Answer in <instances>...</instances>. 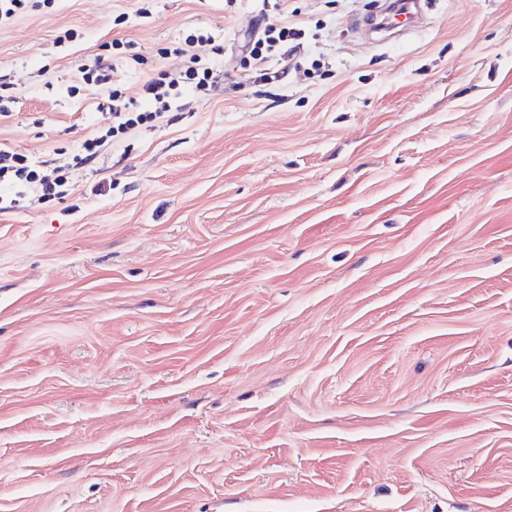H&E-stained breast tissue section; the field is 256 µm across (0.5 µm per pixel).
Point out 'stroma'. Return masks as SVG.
Instances as JSON below:
<instances>
[{
	"mask_svg": "<svg viewBox=\"0 0 512 512\" xmlns=\"http://www.w3.org/2000/svg\"><path fill=\"white\" fill-rule=\"evenodd\" d=\"M25 0L0 144V512H512V0ZM304 31L285 78L239 52ZM211 35L208 43L194 36ZM108 183V191L97 186ZM421 1H397L395 4L404 5V10L397 12L396 7H390L389 13L393 15V21L387 26L395 36H404L414 28L415 18L418 15L419 4ZM416 9L415 13L414 10ZM185 71L179 78L161 77L150 80L145 85V93L150 101L152 110L139 111L137 105L133 102H124L119 90H112V119L116 120V125H112L107 131L108 134L119 133L144 122H152L161 117L164 112L171 108L173 93L180 84H192L193 87L208 95L214 86L212 73L208 69H200L195 66L197 58L191 55ZM47 161L31 162L27 157L11 150L0 148V183L14 185H32L44 198H61L67 182L65 173L52 176L41 175L40 167L47 166Z\"/></svg>",
	"mask_w": 512,
	"mask_h": 512,
	"instance_id": "1",
	"label": "stroma"
}]
</instances>
